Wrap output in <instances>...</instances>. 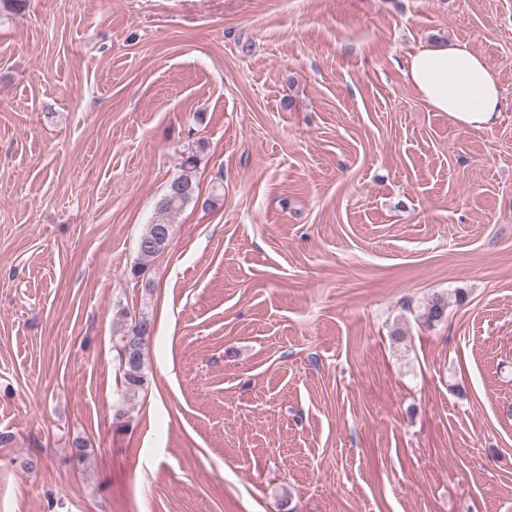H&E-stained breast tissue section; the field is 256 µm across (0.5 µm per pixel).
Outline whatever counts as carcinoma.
I'll return each mask as SVG.
<instances>
[{
    "mask_svg": "<svg viewBox=\"0 0 512 512\" xmlns=\"http://www.w3.org/2000/svg\"><path fill=\"white\" fill-rule=\"evenodd\" d=\"M196 164L197 156L191 151L182 164L181 173L168 183L164 196L158 202L153 220L146 225L140 236L139 259L130 270L132 277L145 278L150 263L171 244L173 215L199 199V186L194 176ZM447 310L448 299L435 295L426 302L420 319L424 325L431 327L444 320ZM115 316L120 324V333L113 337L112 347L116 351L123 401L132 405L149 385L144 352L152 336L153 323L145 314L140 313L135 318L123 307L116 309Z\"/></svg>",
    "mask_w": 512,
    "mask_h": 512,
    "instance_id": "1",
    "label": "carcinoma"
}]
</instances>
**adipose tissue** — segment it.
Masks as SVG:
<instances>
[{"label":"adipose tissue","instance_id":"adipose-tissue-1","mask_svg":"<svg viewBox=\"0 0 512 512\" xmlns=\"http://www.w3.org/2000/svg\"><path fill=\"white\" fill-rule=\"evenodd\" d=\"M405 77L424 103L447 113L458 127L489 129L500 118L504 96L498 74L468 43L417 51Z\"/></svg>","mask_w":512,"mask_h":512}]
</instances>
